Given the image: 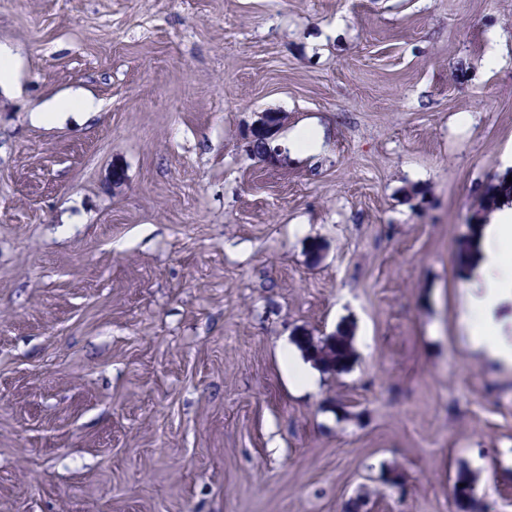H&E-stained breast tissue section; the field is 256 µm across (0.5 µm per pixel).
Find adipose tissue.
Here are the masks:
<instances>
[{
	"label": "adipose tissue",
	"instance_id": "adipose-tissue-1",
	"mask_svg": "<svg viewBox=\"0 0 512 512\" xmlns=\"http://www.w3.org/2000/svg\"><path fill=\"white\" fill-rule=\"evenodd\" d=\"M470 281L461 295V317L479 316L483 328L471 333V349L492 364L512 367V325L498 317L512 303V269L504 264L512 250V205L500 203L491 223L479 229Z\"/></svg>",
	"mask_w": 512,
	"mask_h": 512
}]
</instances>
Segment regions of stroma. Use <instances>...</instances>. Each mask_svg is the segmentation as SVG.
Wrapping results in <instances>:
<instances>
[{
	"instance_id": "obj_1",
	"label": "stroma",
	"mask_w": 512,
	"mask_h": 512,
	"mask_svg": "<svg viewBox=\"0 0 512 512\" xmlns=\"http://www.w3.org/2000/svg\"><path fill=\"white\" fill-rule=\"evenodd\" d=\"M0 44V512H456L462 470L512 512L456 260L512 170V0H0ZM260 114L257 125L250 133L253 138H262L269 143V140L272 139L288 121V115L287 113L278 111H267ZM294 343L303 355L325 372H346L356 357L354 336L345 326H337L330 336L314 341L310 336H297ZM283 357L293 368L295 386L303 390H314L316 388V379L309 368L300 365L297 361L294 350L288 349L283 352Z\"/></svg>"
}]
</instances>
